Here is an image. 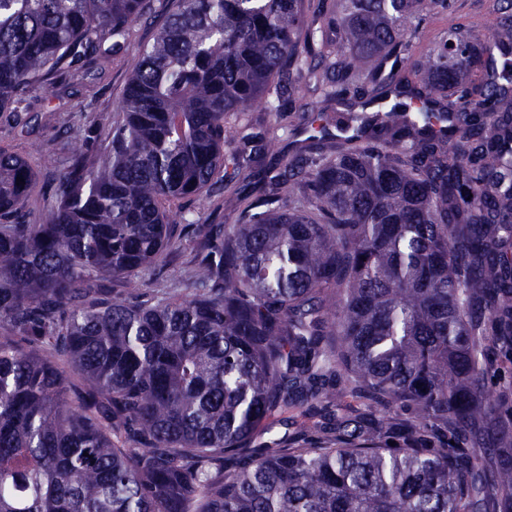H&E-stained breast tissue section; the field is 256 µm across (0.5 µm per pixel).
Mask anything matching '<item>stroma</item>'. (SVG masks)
<instances>
[{
  "instance_id": "35a3bbf8",
  "label": "stroma",
  "mask_w": 512,
  "mask_h": 512,
  "mask_svg": "<svg viewBox=\"0 0 512 512\" xmlns=\"http://www.w3.org/2000/svg\"><path fill=\"white\" fill-rule=\"evenodd\" d=\"M163 20V15L155 13L148 20L134 24L122 39L120 49L104 59L100 66L89 71H76L75 75L54 87L32 90L28 96L27 112L35 116L36 122L29 133L14 129L5 114H0V146L25 157L36 173L34 189L24 208L29 221L44 222L54 204L51 185L56 172L42 166V155L52 151L62 161L75 149L95 153L99 140L94 137L93 128L111 124L126 79L138 65L144 48L152 43ZM255 114L263 126L275 131L272 146L264 158L262 173L248 186L249 192L256 194L267 178L274 176L288 159L292 136L287 115L279 116L260 108ZM191 250V241H183L179 249L164 252L155 265L141 270L137 278L142 289L179 288L189 291L188 260Z\"/></svg>"
}]
</instances>
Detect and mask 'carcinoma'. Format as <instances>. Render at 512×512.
Wrapping results in <instances>:
<instances>
[{
  "label": "carcinoma",
  "mask_w": 512,
  "mask_h": 512,
  "mask_svg": "<svg viewBox=\"0 0 512 512\" xmlns=\"http://www.w3.org/2000/svg\"><path fill=\"white\" fill-rule=\"evenodd\" d=\"M306 2L176 0L42 224L0 148V512H512V0L490 39L448 0ZM146 5L0 0V112ZM261 102L338 134L253 197ZM216 185L235 223L188 219ZM187 238L192 296L141 292ZM290 407L321 421L261 441Z\"/></svg>",
  "instance_id": "1"
}]
</instances>
